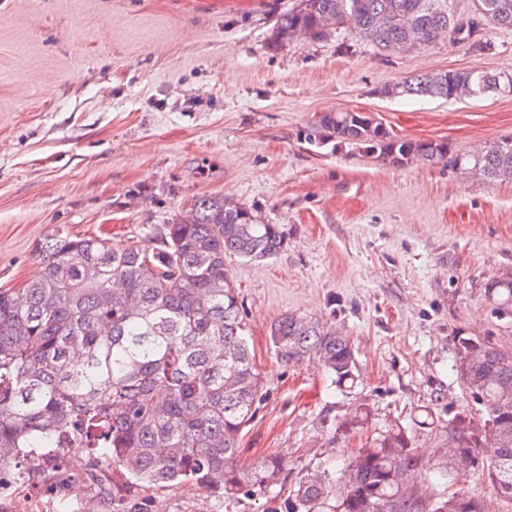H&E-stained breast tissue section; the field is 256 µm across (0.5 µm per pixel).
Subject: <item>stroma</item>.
Instances as JSON below:
<instances>
[{
	"label": "stroma",
	"instance_id": "stroma-1",
	"mask_svg": "<svg viewBox=\"0 0 512 512\" xmlns=\"http://www.w3.org/2000/svg\"><path fill=\"white\" fill-rule=\"evenodd\" d=\"M299 0H0V288L36 279L53 231L154 246L157 227L204 195L280 225L274 258L229 259L263 396L245 460L284 459L283 481L229 500L191 485L118 503L112 473L81 468L0 492V512H289L308 472L341 466L402 425L433 463L442 423L476 410L450 373L457 336L512 350V181L452 162L385 166L348 145L308 142L330 112H367L404 138L453 151L512 136V93L462 100L388 97L385 86L474 67L512 74V30L485 27V51L451 40L379 55L358 29L268 47ZM288 313L345 330L357 382L332 386L314 363H280L270 327ZM367 418L355 430L343 423ZM457 489L512 512L482 466Z\"/></svg>",
	"mask_w": 512,
	"mask_h": 512
}]
</instances>
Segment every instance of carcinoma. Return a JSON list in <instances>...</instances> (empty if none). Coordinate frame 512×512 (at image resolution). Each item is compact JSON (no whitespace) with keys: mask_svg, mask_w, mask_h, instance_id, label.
Wrapping results in <instances>:
<instances>
[{"mask_svg":"<svg viewBox=\"0 0 512 512\" xmlns=\"http://www.w3.org/2000/svg\"><path fill=\"white\" fill-rule=\"evenodd\" d=\"M345 23L384 56L444 37L480 51L481 26L512 29V0H474L465 23L448 0H302L276 20L269 47L297 33L324 41ZM489 91L512 93V75L478 68L426 74L384 94L451 100ZM308 139H334L396 165L448 158L447 142L401 138L362 112L325 114ZM454 164L512 180V136L457 154ZM155 239L151 248L119 247L58 232L37 247V279L19 290L0 288V475L11 482L68 468L70 448L112 469L121 497L191 483L230 499L280 481L281 458L242 461V432L263 384L227 258H272L283 232L231 198L202 196ZM270 340L282 363L312 359L336 387L355 382L350 337L328 321L287 314ZM451 370L483 410L448 422L445 462L433 475L454 481L466 457L487 467L496 496L512 500V351L459 336ZM419 474L413 438L392 429L341 467L301 478L289 512H320L332 497L333 512H486L460 491L418 498Z\"/></svg>","mask_w":512,"mask_h":512,"instance_id":"1","label":"carcinoma"}]
</instances>
